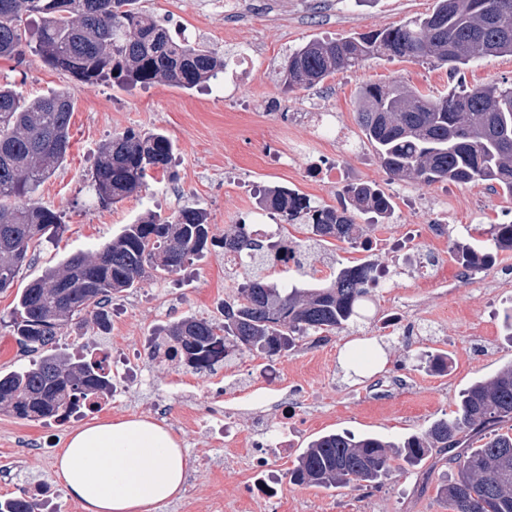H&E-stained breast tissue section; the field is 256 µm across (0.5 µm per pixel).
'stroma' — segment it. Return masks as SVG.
Returning a JSON list of instances; mask_svg holds the SVG:
<instances>
[{
    "mask_svg": "<svg viewBox=\"0 0 512 512\" xmlns=\"http://www.w3.org/2000/svg\"><path fill=\"white\" fill-rule=\"evenodd\" d=\"M232 6L207 14L200 0H141L172 37L188 35L224 55L227 69L216 82L183 89L166 82L125 89L106 82L74 87L71 146L64 163L42 183L34 200L58 212L65 226L54 239H41L29 250L30 261L14 288L0 292V375L28 363L10 323L18 289L72 253L87 252L118 234L142 213L169 217L180 207L206 209L216 234L228 225L245 224L266 233L283 228L290 240L305 239L302 226L281 224L279 216L257 219L262 189L282 186L312 201L334 205L344 184L367 182L390 195L395 204L391 225L415 228L417 247L433 238L432 222L442 217L450 227L512 223V198L483 182L430 186L393 179L382 167L361 132L356 93L360 87L399 81L419 90L448 88V71L407 58L371 59L359 68L340 70L324 84L293 94L283 91L280 67L289 50L318 38H335L401 24L430 13L434 0H231ZM259 52L242 58L247 44ZM0 84H12L30 95L72 85L71 79L45 67L32 52L22 62L0 59ZM297 112H331L332 128L294 121ZM160 130L174 143L176 178L155 172L146 190L120 203L103 205L89 191L98 149L126 130ZM335 159L339 177L327 183L310 176L312 159ZM440 263L422 269L405 258H393L392 282L374 290L368 319L330 336L305 340L289 353L267 356L237 349L214 372L148 360L142 350L148 337L163 333L187 316L215 321L225 301L233 299L245 271L226 275L224 249L216 245L180 272L158 274L140 288L113 298L108 329L93 323L72 325L59 338L70 354L99 346L123 373L121 357L136 361L141 380L128 385L101 411L104 419L142 416L169 429L192 460L182 495L156 512H271L248 497L243 464L213 440L215 415L232 416L246 430L255 407L246 400H226L235 382V364L258 370L283 365L281 379L263 384L259 393L266 411L288 399L300 425L287 454L273 466L281 478L283 512H449L437 492L453 477L448 456L429 454L411 466L393 460V472L373 494L348 487L325 490L288 480L298 455L317 436L348 431L376 435L399 444L422 433L454 410L460 393L472 382L494 375L512 363V331L502 323V309L512 304V251L501 252L467 277L449 275L456 257L449 241L438 248ZM359 245L330 240L315 248L310 272L282 265L268 270L270 281L288 288L309 287L312 279H330L338 268L362 263ZM398 310L412 335L384 332L380 324ZM383 352L381 367L347 374L348 350ZM79 419L65 425L30 422L0 411V498L13 497L32 483L53 488L56 512H82L68 498L57 476V456Z\"/></svg>",
    "mask_w": 512,
    "mask_h": 512,
    "instance_id": "stroma-1",
    "label": "stroma"
}]
</instances>
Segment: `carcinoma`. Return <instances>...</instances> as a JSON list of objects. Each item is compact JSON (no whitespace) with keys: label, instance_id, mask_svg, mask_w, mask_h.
Wrapping results in <instances>:
<instances>
[{"label":"carcinoma","instance_id":"cac0c4a2","mask_svg":"<svg viewBox=\"0 0 512 512\" xmlns=\"http://www.w3.org/2000/svg\"><path fill=\"white\" fill-rule=\"evenodd\" d=\"M48 67L96 85L115 81L147 87L167 81L193 88L224 73V57L184 37L174 40L138 0H0V59L23 54L27 34ZM512 56V0H435L431 13L382 30L312 39L288 53L284 92L309 89L338 70L384 57L426 61L458 74L470 63ZM357 100L359 124L386 171L430 185L487 182L512 197V85L457 84L435 96L398 83L371 84ZM74 89L30 98L0 85V291L13 287L30 245L63 233L60 216L33 195L66 159ZM175 145L163 133L127 130L99 147L92 176L97 198L115 204L140 191L155 171L173 179ZM263 210L300 222L303 242L254 234L237 224L221 236L224 254L249 271L224 320L185 317L154 344V358L179 357L195 371L212 372L234 347L270 356L295 348L311 334L334 333L366 319L365 302L376 285L374 266L340 269L328 283L279 288L264 271L293 261L324 238L355 241L357 219L370 223L393 210L389 197L368 183L351 186L340 207L314 205L284 187L264 190ZM484 249L512 250V224H492ZM216 234L208 213L186 205L171 218L139 216L93 252L71 254L47 268L17 295V341L36 353L28 364L0 375V408L29 421L66 423L83 409L96 413L112 395L108 352L76 358L58 351L72 321L88 316L104 328L112 297L139 287L147 273L173 274L200 255ZM512 422V365L472 383L455 411L403 442L414 465L433 449H470L454 457L457 472L441 492L452 512H512V430L486 434ZM394 444L376 436L330 433L311 441L289 481L326 490L378 487L392 471ZM25 491L0 501V512H38Z\"/></svg>","mask_w":512,"mask_h":512}]
</instances>
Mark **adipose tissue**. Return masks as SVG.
<instances>
[{
  "label": "adipose tissue",
  "instance_id": "obj_1",
  "mask_svg": "<svg viewBox=\"0 0 512 512\" xmlns=\"http://www.w3.org/2000/svg\"><path fill=\"white\" fill-rule=\"evenodd\" d=\"M190 466L156 422L95 419L70 433L57 474L83 512H152L183 492Z\"/></svg>",
  "mask_w": 512,
  "mask_h": 512
}]
</instances>
